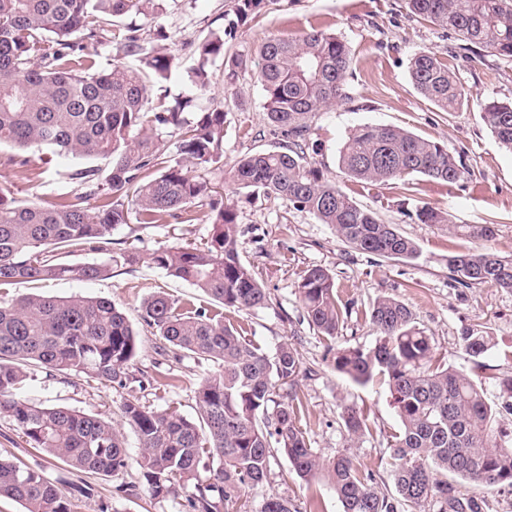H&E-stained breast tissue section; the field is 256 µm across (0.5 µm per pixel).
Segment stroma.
<instances>
[{
    "label": "stroma",
    "instance_id": "stroma-1",
    "mask_svg": "<svg viewBox=\"0 0 512 512\" xmlns=\"http://www.w3.org/2000/svg\"><path fill=\"white\" fill-rule=\"evenodd\" d=\"M230 2L166 0L157 18L130 14L125 22L138 29L146 46L165 48L181 57V68L158 92L171 99L190 98L187 120H196L199 113L218 105L224 108L223 166L209 170L207 177L219 188L225 204L236 211L240 259L271 297L267 307L233 313L231 321L242 324L249 338L266 352H274L285 342L296 349L303 368L310 371L309 376L300 377L299 386L313 448L326 457L354 454L360 463L376 469L379 487L389 490L393 487L390 444L399 429L389 390L381 381L360 385L337 372L332 349L373 346L377 332L365 312L378 297L391 296L408 305L437 355L448 364L470 370L488 402L501 405L497 381L512 375V292L488 284L462 287L451 279L446 259L484 247L512 258V152L498 144L482 118L484 102L512 99V63L415 16L406 0H275L259 18L240 23L235 38L225 42L223 55L209 64V86L197 90L188 73L194 63L193 49L204 37L222 33ZM311 29L346 41L352 58L346 76L351 98L315 114L307 157L359 205L415 240L421 249L418 259L402 262L355 250L340 241L332 226L312 214L278 198L247 195L229 178V170L244 155L277 151L287 142L270 124L264 108L257 80L259 46L271 38L288 39ZM423 49L436 53L456 72L468 95L460 109L438 111L412 85L409 62ZM235 56L243 58L244 64L233 71L228 60ZM363 124L402 127L447 144L465 171L463 179L448 184L417 175L413 181L416 204L426 203L447 213L449 224H422L408 216L401 206L400 181L361 184L344 173L338 164L339 151L349 132ZM44 155L37 148L21 156L0 147V188L10 190L20 202L96 206V198L67 177L69 170L80 166V159L64 154L45 166L41 163ZM208 212V206L193 204L165 224H124L113 231L111 243L102 249H77L62 259L92 263L124 251L196 247L211 236ZM490 221L497 224L490 241L464 231L466 225ZM314 266L331 272L337 295L350 310L332 342L309 324L298 294L302 275ZM159 292L206 308L213 305L188 283L146 262L115 264L106 279L16 282L0 287V297L5 299L29 294L106 297L123 310L139 333L125 386H105L33 365L19 391L22 398L36 404L67 407L111 421L121 432L130 457L126 469L102 476L70 468L29 448L13 421L0 415V455L43 469L71 501L73 512H186L187 491L182 485H173L166 497L151 496L138 465V438L122 416L124 402L135 400L156 410L172 404L188 418H197L196 391L217 370L213 362L191 355L159 354L158 337L141 319L143 303ZM477 325L488 328L494 338L479 369L458 344L462 330ZM145 375L154 377L157 387H141ZM352 404L366 407L370 419L369 432L355 441L340 418L343 407ZM86 483L95 488L89 498L76 492L77 486ZM270 494L288 499L296 512H342L327 479L302 480L280 453L264 485L247 494L252 512H259Z\"/></svg>",
    "mask_w": 512,
    "mask_h": 512
}]
</instances>
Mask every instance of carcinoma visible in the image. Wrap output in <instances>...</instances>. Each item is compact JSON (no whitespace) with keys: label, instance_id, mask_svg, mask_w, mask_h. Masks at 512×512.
I'll use <instances>...</instances> for the list:
<instances>
[{"label":"carcinoma","instance_id":"1","mask_svg":"<svg viewBox=\"0 0 512 512\" xmlns=\"http://www.w3.org/2000/svg\"><path fill=\"white\" fill-rule=\"evenodd\" d=\"M164 0H0V146L20 150L46 147L65 151L88 165L70 179L101 199L95 208L79 204H18L0 189V286L15 281H92L110 275L108 263H66L57 259L74 246L99 248L112 230L135 213L143 225L165 224L189 204L209 200L212 234L203 247H169L144 255L123 252L126 264L141 259L164 269L218 303L209 311L163 292L146 300L141 319L163 340L164 353L180 351L211 361L218 373L197 391L200 418L177 408L157 411L134 401L123 405L142 451V476L151 495L166 496L174 483L188 488V512H243L246 492L264 483L272 444L304 479L327 478L342 512H488L487 487L512 488V432L499 427L500 410L512 412V376L499 385L510 401L491 405L471 374L443 362L409 307L383 296L368 310L378 339L369 349L338 347L336 371L358 384L382 380L399 418L391 444L394 491H383L372 469L355 457H323L312 448L303 396L295 388L301 370L297 351L282 344L265 352L246 329L224 322V310L247 311L268 304V293L242 263L233 208L217 198L201 171L224 156V107L183 114L188 101L151 104L150 87L181 67L175 54L145 52L132 29H109L110 38L138 66L116 64L98 72L82 54L78 38H93L112 19L134 12L155 15ZM274 0H233L234 19L221 37L196 48L191 68L196 88L208 87V63L224 53V38L239 22L258 16ZM415 15L512 62V0H407ZM258 81L269 120L288 138L286 150L243 156L230 179L251 195L274 196L331 225L340 240L364 253L414 260L418 244L395 224L383 223L325 178L307 160L310 119L340 101L346 90L350 51L346 42L322 31L292 40L273 38L258 50ZM409 75L418 92L440 112L459 109L467 99L455 73L422 50L410 59ZM483 120L499 144L512 150V100L487 101ZM180 133V155L166 154L154 130ZM111 160L105 179L90 165ZM338 164L365 183L403 181L420 174L456 183L462 165L448 146L405 129L365 124L353 129ZM422 224H448V216L423 204L414 207ZM448 270L465 288L490 284L512 291V258L491 250L448 256ZM298 293L310 325L336 338L341 313L328 269L305 271ZM459 345L474 367L493 347V336L468 327ZM138 332L108 298L57 299L28 295L0 299V415L9 417L32 448L66 465L98 475L127 466L120 431L94 415L66 407L42 406L19 398L25 367L40 364L100 384L125 385L136 356ZM341 418L351 439L369 431V416L347 406ZM0 497L26 512H72L71 502L41 471L0 458ZM260 512H291L288 500L269 495Z\"/></svg>","mask_w":512,"mask_h":512}]
</instances>
